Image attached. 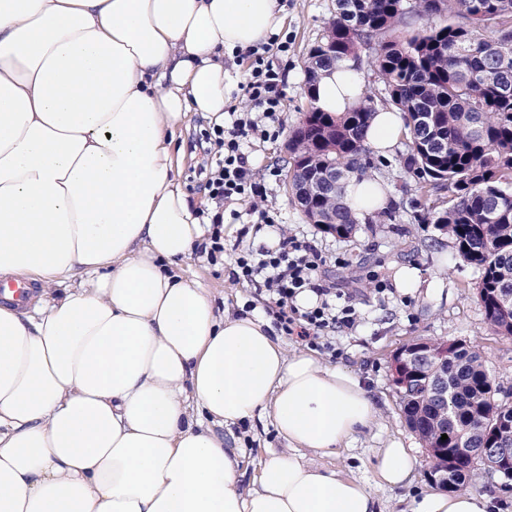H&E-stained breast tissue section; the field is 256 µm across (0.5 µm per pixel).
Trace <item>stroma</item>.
Instances as JSON below:
<instances>
[{
    "instance_id": "stroma-1",
    "label": "stroma",
    "mask_w": 512,
    "mask_h": 512,
    "mask_svg": "<svg viewBox=\"0 0 512 512\" xmlns=\"http://www.w3.org/2000/svg\"><path fill=\"white\" fill-rule=\"evenodd\" d=\"M280 2L286 15L288 51H272L267 58L285 72L284 106L277 137L247 149L248 165L264 193L262 208L270 212L284 235L306 243L325 258L323 279L347 294L356 311L354 329L336 332L335 355L323 353L319 359L326 366L361 376L372 390L379 412L375 422L357 434L351 447L339 449L324 462L372 484L385 512H406L410 499L430 488L431 481L422 444L401 416L390 373L394 354L420 339L462 341L480 351L493 378L507 391L512 389V337L490 332L476 297L478 275L461 260L453 241L437 225L416 223L412 212L405 211L397 223H361L354 235L341 238L308 223L291 201L286 191V175L293 166L288 142L310 107L306 59L334 16L335 0ZM407 151L406 143L398 142L371 171L372 177L390 187L391 198L397 203L404 197V186L412 182L404 166ZM224 221L231 229L224 255L212 262L196 248L181 269L211 288L218 309L238 315L249 310L272 319L267 297L233 277L239 251L259 250L260 237L246 219L228 213ZM403 267L417 269L423 279L440 280L441 288L430 294L397 288L395 275ZM233 432L245 451L241 470L242 481L248 486L269 452L285 448L286 442L266 414L241 422ZM393 440L413 449L419 462L409 486L389 489L376 485L375 465L379 448Z\"/></svg>"
}]
</instances>
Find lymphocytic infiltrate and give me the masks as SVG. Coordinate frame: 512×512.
<instances>
[{
  "label": "lymphocytic infiltrate",
  "mask_w": 512,
  "mask_h": 512,
  "mask_svg": "<svg viewBox=\"0 0 512 512\" xmlns=\"http://www.w3.org/2000/svg\"><path fill=\"white\" fill-rule=\"evenodd\" d=\"M242 90L254 110L247 113L229 109L227 122L213 127L211 143L220 160L216 167L210 168L206 186L211 199L229 204L248 203L250 213L267 224L270 216L254 202L260 191L243 147L251 140L269 138L265 123L276 120L283 107V75L266 63L262 54H255L250 76ZM236 264V280L273 299L277 307L276 326L284 335L298 337L312 347L329 351L333 348L329 333L354 326V308L347 305L339 309L333 304L332 285L321 283L319 278L325 261L310 246L285 237L277 247L240 255ZM304 292L315 295L316 306L305 310L297 306L296 299Z\"/></svg>",
  "instance_id": "lymphocytic-infiltrate-1"
}]
</instances>
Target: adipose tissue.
<instances>
[{
  "instance_id": "1",
  "label": "adipose tissue",
  "mask_w": 512,
  "mask_h": 512,
  "mask_svg": "<svg viewBox=\"0 0 512 512\" xmlns=\"http://www.w3.org/2000/svg\"><path fill=\"white\" fill-rule=\"evenodd\" d=\"M284 25L279 0H0V277L41 287L0 303V512H383L321 462L376 418L361 379L177 270L210 226L176 139L194 114L223 124L227 61ZM364 86L346 58L316 104L349 111ZM403 133L381 108L367 142L385 156ZM390 198L345 187L359 213ZM265 412L287 446L245 488L217 430ZM417 464L393 442L377 477L405 487ZM491 507L429 488L407 512Z\"/></svg>"
}]
</instances>
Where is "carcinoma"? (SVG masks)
<instances>
[{
	"mask_svg": "<svg viewBox=\"0 0 512 512\" xmlns=\"http://www.w3.org/2000/svg\"><path fill=\"white\" fill-rule=\"evenodd\" d=\"M426 21L420 30L413 20ZM373 51L384 103L404 116L405 167L414 184V220L435 224L479 273L477 295L490 331L512 336V0H336V12L308 53L309 97L318 70L361 46ZM376 114L372 96L349 112L311 106L307 129L292 133L296 167L336 170V190L307 198L336 235L349 237L361 217L344 200L343 182L375 167L365 138ZM444 203L446 207L438 208ZM407 388H397L405 421L425 446L452 456L448 490L474 484L485 468L463 448H498L512 429V393L502 394L481 354L460 341L448 361H422ZM448 383V400L431 380ZM448 439H442V435Z\"/></svg>",
	"mask_w": 512,
	"mask_h": 512,
	"instance_id": "obj_1",
	"label": "carcinoma"
}]
</instances>
